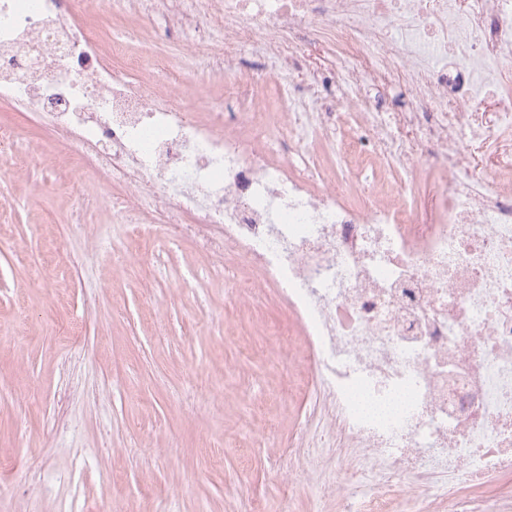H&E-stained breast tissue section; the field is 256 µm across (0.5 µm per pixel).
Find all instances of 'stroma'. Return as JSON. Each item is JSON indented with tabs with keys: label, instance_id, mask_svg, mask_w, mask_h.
I'll use <instances>...</instances> for the list:
<instances>
[{
	"label": "stroma",
	"instance_id": "stroma-1",
	"mask_svg": "<svg viewBox=\"0 0 512 512\" xmlns=\"http://www.w3.org/2000/svg\"><path fill=\"white\" fill-rule=\"evenodd\" d=\"M35 164L0 156V512H249L289 497L295 512H355L282 469L308 414L303 338L276 289L234 301L192 240L159 224L112 233V212H81L68 184L100 196L82 162L31 113L0 102ZM58 184L39 192V184ZM127 262L111 265L113 250ZM290 344L268 357L264 332ZM265 403L274 442L238 447Z\"/></svg>",
	"mask_w": 512,
	"mask_h": 512
}]
</instances>
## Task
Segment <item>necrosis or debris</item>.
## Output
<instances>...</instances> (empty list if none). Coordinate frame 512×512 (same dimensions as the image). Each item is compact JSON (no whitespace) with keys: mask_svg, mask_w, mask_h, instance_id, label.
<instances>
[{"mask_svg":"<svg viewBox=\"0 0 512 512\" xmlns=\"http://www.w3.org/2000/svg\"><path fill=\"white\" fill-rule=\"evenodd\" d=\"M102 14L132 20L124 40L84 26ZM147 33L189 49L129 55ZM309 43L339 70L310 69ZM509 55L512 0H0V101L124 193L113 223L166 225L234 300L292 309L312 403L284 462L364 486L357 512H442L512 472ZM391 78L406 110L361 111ZM217 79L223 107L181 104ZM480 93L492 114L460 111Z\"/></svg>","mask_w":512,"mask_h":512,"instance_id":"necrosis-or-debris-1","label":"necrosis or debris"}]
</instances>
